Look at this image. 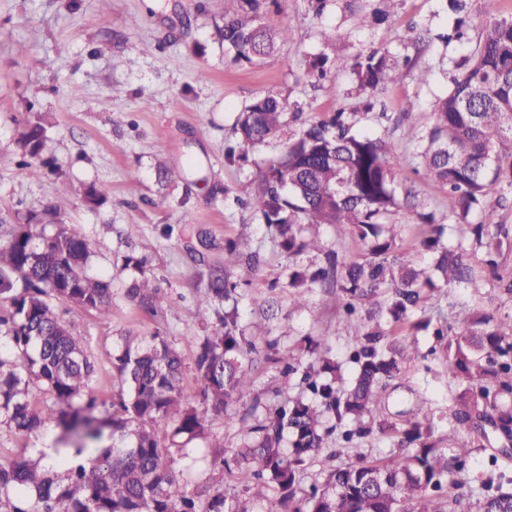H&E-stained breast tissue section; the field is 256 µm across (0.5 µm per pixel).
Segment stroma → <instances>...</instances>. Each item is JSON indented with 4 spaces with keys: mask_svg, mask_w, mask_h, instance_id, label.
<instances>
[{
    "mask_svg": "<svg viewBox=\"0 0 512 512\" xmlns=\"http://www.w3.org/2000/svg\"><path fill=\"white\" fill-rule=\"evenodd\" d=\"M239 5V0H0V216L22 224L34 214L49 224L57 197L68 198L57 219L88 240L92 273L112 281V319L72 305L61 308L67 325L85 342L95 365L92 385L103 401L119 390L112 377L113 340L125 330L140 336L157 332L174 343L184 358L183 385L198 391V338L212 312L199 307L197 296L205 287L204 274L223 266L225 240L243 229L261 258L258 268L243 262L230 270L246 294L241 307L246 334L281 350L300 348L307 336L319 338L344 371H351L358 323L329 303L321 283L311 285L302 306H294L287 278L292 260L274 230L245 206L257 189L259 169L305 123L336 112L353 116L358 130L393 141L388 164L398 205L387 221L397 227L405 260L429 268L431 256L418 245L429 229L419 216L447 211L448 191L424 176L406 132L426 134L438 100L460 74L484 23L512 14V0H464L459 14L448 0H325L321 7L315 0H261L265 21L285 29L287 39L251 66L235 61L216 32L224 15ZM459 18L465 21L464 37L439 41ZM327 31L337 34L330 46L323 40ZM373 48L387 51L398 78L375 94L370 108L350 65ZM322 55L327 63L314 69ZM422 70L428 73L423 83L416 78ZM267 94L288 100L291 116L283 135L247 161H226L238 113ZM36 112L47 118L50 140L30 157L19 138L28 115ZM32 165L41 178L29 175ZM167 168L182 172V179L166 182ZM90 185L108 188L105 202L86 201L83 190ZM478 221L473 214L467 223L450 225L448 244L463 250L483 278L481 293L463 282L436 289L422 305L426 314H442L458 325L477 307L512 317V247L503 248L496 269L486 267L488 245L472 232ZM305 236L320 247L294 260L304 266H326L331 255L349 263L364 253L355 235L337 233L331 224L310 225ZM144 243L163 297L153 316L124 295L130 278L124 258ZM268 301L276 316L267 321L256 310ZM400 334L420 356L392 381L382 415L395 417L423 401L449 411L452 385L446 360L435 352L437 340L409 326ZM251 377L254 393L271 406L301 392L298 375H283L280 365L262 357ZM58 433L51 421L29 433L0 424V461L38 458ZM464 440L472 454L460 493L468 512H476L482 480L499 476L491 462L498 442L476 433ZM393 446V439L375 435L349 444L330 440L327 455L303 471L302 484L324 480L337 464L386 456Z\"/></svg>",
    "mask_w": 512,
    "mask_h": 512,
    "instance_id": "35a3bbf8",
    "label": "stroma"
}]
</instances>
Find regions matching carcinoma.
<instances>
[{"instance_id":"carcinoma-1","label":"carcinoma","mask_w":512,"mask_h":512,"mask_svg":"<svg viewBox=\"0 0 512 512\" xmlns=\"http://www.w3.org/2000/svg\"><path fill=\"white\" fill-rule=\"evenodd\" d=\"M259 0H242L237 12L224 16L220 35L224 48L239 62L255 64L276 49L280 33L258 12ZM360 91L375 94L397 79L387 55L375 48L352 63ZM288 124V103L279 96L258 97L242 109L233 133L230 161L245 159L278 137ZM343 112L312 122L288 142L279 158L258 174V187L247 206L274 229L282 249L300 254L314 247L302 233L306 224H335L363 242L358 261L338 263L310 274H288L294 301L302 303L307 282H339L334 303L350 315H361L364 333L355 337L347 381L330 350L308 339L310 360L302 380L311 397H298L254 417L261 405L251 396L250 370L257 352L244 334L243 296L227 275L210 276L199 304L214 310L212 332L199 341L196 368L200 395L210 409L222 413L231 404L251 401L239 416L245 432L233 461L248 478L252 500L262 512H460L462 500L448 489L462 486L457 476L472 449L458 440L462 432H482L487 423L512 438V406L501 394H512V320H495L482 312L448 339L444 358L448 373L465 384L453 397L451 418L444 419L423 402L405 413L402 423L376 418L387 382L418 358L417 349L392 335L420 308L433 282L426 271L398 254L395 225L385 223L397 206L394 174L388 166L393 144L383 136L353 131ZM48 126L36 113L21 133L24 151L41 152ZM424 175L448 188V213L420 215L430 235L419 246L432 254V270L445 285L467 282L478 292L463 255L442 237L444 220L468 222L477 239L497 223L493 206L484 200L497 183L504 163L512 168V15L486 22L482 37L464 64L453 88L437 104L434 123L417 142ZM0 244V422L18 432L38 429L54 417L60 429L46 463L26 458L0 463V512H251L248 501L224 492L201 489L193 496L180 482L197 481L191 469L173 467V454L183 458L188 444L202 437L206 420L192 406L182 383L184 362L178 349L158 334L149 338L121 333L112 355V374L120 392L107 406L91 385L94 365L81 337L55 311L67 303L106 319L112 318V282L88 272L91 253L85 240L59 224L52 233L35 224H12ZM229 260L246 258L258 265L246 234L227 241ZM126 267L138 272L126 296L147 312L161 301L146 274L147 257L131 254ZM39 382L53 400L46 410L31 407L30 385ZM448 422V434L439 430ZM343 429L354 436L374 432L397 439V451L370 461L343 463L296 498L299 476L327 452L329 438ZM111 443L103 444L104 430ZM169 432L164 446L159 432ZM479 512H512V487L482 484Z\"/></svg>"}]
</instances>
